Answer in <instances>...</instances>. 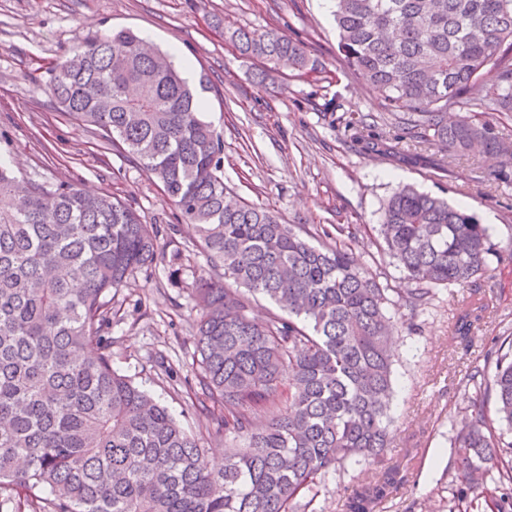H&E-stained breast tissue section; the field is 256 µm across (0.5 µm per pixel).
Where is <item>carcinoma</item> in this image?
Returning <instances> with one entry per match:
<instances>
[{
	"instance_id": "obj_1",
	"label": "carcinoma",
	"mask_w": 512,
	"mask_h": 512,
	"mask_svg": "<svg viewBox=\"0 0 512 512\" xmlns=\"http://www.w3.org/2000/svg\"><path fill=\"white\" fill-rule=\"evenodd\" d=\"M338 51L378 88L407 134L441 152L477 150L512 164L488 122L448 110L512 112V0H336ZM241 55L277 70H315L304 42L270 28L228 30ZM117 30L69 49L52 67L61 110L135 159L198 234L212 271L192 299L196 385L207 418L191 433L112 366V293L159 259L161 233L108 194L47 187L0 165V501L14 512H294L325 477L375 460L393 419L396 312L417 314L432 287L467 288L491 259H512L478 215L412 187L375 227L406 288H383L351 256L362 225H336L314 246L274 212L234 199L221 135L174 65ZM261 294L283 314L251 316ZM481 299L464 297L448 338H470ZM512 336L494 338L467 384L476 398L453 425L459 494L450 512L512 505ZM493 397L492 419L481 400ZM238 448L210 469L205 443ZM497 471L500 494L481 489ZM397 484L387 471L348 501L370 512Z\"/></svg>"
}]
</instances>
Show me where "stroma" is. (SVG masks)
I'll use <instances>...</instances> for the list:
<instances>
[{"label":"stroma","instance_id":"35a3bbf8","mask_svg":"<svg viewBox=\"0 0 512 512\" xmlns=\"http://www.w3.org/2000/svg\"><path fill=\"white\" fill-rule=\"evenodd\" d=\"M334 9V0H0V162L38 183L71 182L112 194L144 223L179 226L173 237L159 240L164 252H182L186 268L179 283L168 282L161 262L113 295L112 359L175 417L189 418L191 427L199 425L189 417L185 385L195 350L191 292L211 265L154 179L58 108L50 70L68 49L115 29L153 32L162 50L180 45L203 117L222 135L227 189L275 211L284 223L305 225L315 245L337 225H366L353 256L382 287L401 285L400 272L374 242L382 204L399 185L473 210L495 241L511 240L512 168L495 174L491 160L473 151L438 169L437 148L410 139L378 90L347 74ZM228 27L278 29L304 42L320 67L303 74L285 70L258 84L256 62L225 37ZM357 115L366 116L372 137L396 147V156L366 149L349 124ZM417 152L424 163L413 161ZM473 288L489 307L468 341L448 342L461 289L436 287L430 304L405 320L395 341L390 447L379 462L349 464L326 477L305 512H346L355 489L389 470L402 482L371 512H448L459 485L452 425L469 405L462 379L483 364L493 337L512 336V261L492 262ZM163 359L176 377L160 369Z\"/></svg>","mask_w":512,"mask_h":512}]
</instances>
